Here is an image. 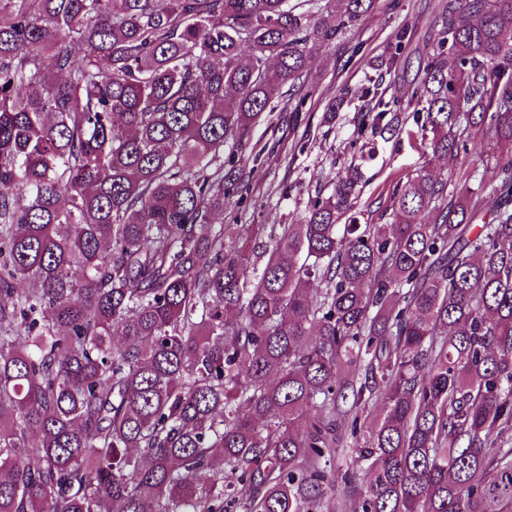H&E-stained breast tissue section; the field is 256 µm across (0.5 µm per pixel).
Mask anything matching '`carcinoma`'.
Instances as JSON below:
<instances>
[{"instance_id":"1","label":"carcinoma","mask_w":512,"mask_h":512,"mask_svg":"<svg viewBox=\"0 0 512 512\" xmlns=\"http://www.w3.org/2000/svg\"><path fill=\"white\" fill-rule=\"evenodd\" d=\"M333 2L0 0V512H310L349 440L356 512H512V0H445L406 104L364 91L510 147L490 221L421 171L253 274L213 224L224 146L375 0Z\"/></svg>"}]
</instances>
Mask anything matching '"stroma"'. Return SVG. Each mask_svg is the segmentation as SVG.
Wrapping results in <instances>:
<instances>
[{
    "label": "stroma",
    "mask_w": 512,
    "mask_h": 512,
    "mask_svg": "<svg viewBox=\"0 0 512 512\" xmlns=\"http://www.w3.org/2000/svg\"><path fill=\"white\" fill-rule=\"evenodd\" d=\"M441 0H376L374 9L329 47L310 55L300 87L287 91L250 134L240 164L241 198L224 204L215 224L238 233L252 263H260L267 235H255L254 224H299L317 190L331 191L338 180L357 176L351 215L361 224L393 221V197L408 178L428 170L456 196L472 187L473 165L491 154L492 132L471 129L467 149L434 155L414 120H406L389 140L371 132L362 90L376 80L388 96L407 98L423 75L420 62L439 39ZM406 31L402 53L394 37ZM342 106L327 117L326 106Z\"/></svg>",
    "instance_id": "obj_1"
}]
</instances>
